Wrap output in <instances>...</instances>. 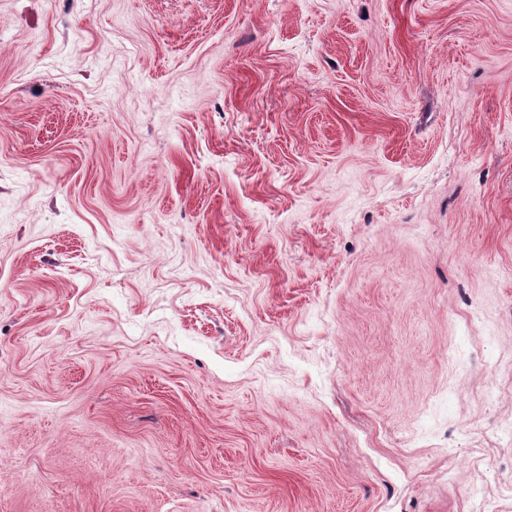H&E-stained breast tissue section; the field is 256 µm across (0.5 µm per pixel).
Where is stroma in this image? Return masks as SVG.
<instances>
[{
  "label": "stroma",
  "mask_w": 512,
  "mask_h": 512,
  "mask_svg": "<svg viewBox=\"0 0 512 512\" xmlns=\"http://www.w3.org/2000/svg\"><path fill=\"white\" fill-rule=\"evenodd\" d=\"M510 429L512 0H0V512H512Z\"/></svg>",
  "instance_id": "stroma-1"
}]
</instances>
